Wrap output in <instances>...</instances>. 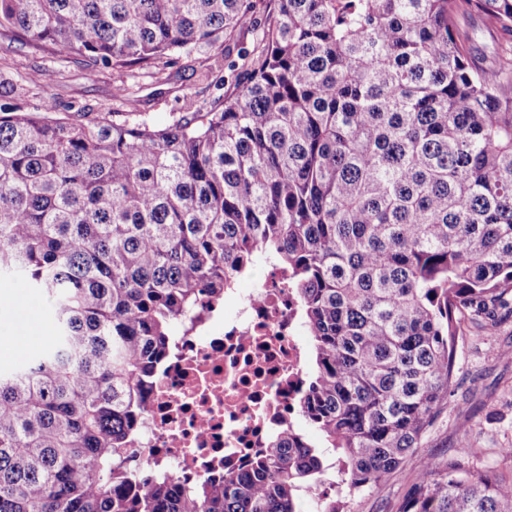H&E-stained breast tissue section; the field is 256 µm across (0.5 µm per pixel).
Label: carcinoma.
Returning <instances> with one entry per match:
<instances>
[{"instance_id": "1", "label": "carcinoma", "mask_w": 512, "mask_h": 512, "mask_svg": "<svg viewBox=\"0 0 512 512\" xmlns=\"http://www.w3.org/2000/svg\"><path fill=\"white\" fill-rule=\"evenodd\" d=\"M252 0H0V33L89 75L156 74L251 29ZM512 0H277L232 92L162 128L0 105V280L54 309L0 371V512H340L286 429L248 471L176 483L127 448L171 327L259 262L312 337L303 418L354 497L418 452L453 393L457 315L512 311V56L471 60L459 15ZM399 512H512L463 437Z\"/></svg>"}]
</instances>
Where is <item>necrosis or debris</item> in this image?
<instances>
[{
    "label": "necrosis or debris",
    "mask_w": 512,
    "mask_h": 512,
    "mask_svg": "<svg viewBox=\"0 0 512 512\" xmlns=\"http://www.w3.org/2000/svg\"><path fill=\"white\" fill-rule=\"evenodd\" d=\"M303 335L272 265L247 295L203 299L144 387L132 458L178 482L246 470L301 415Z\"/></svg>",
    "instance_id": "necrosis-or-debris-1"
}]
</instances>
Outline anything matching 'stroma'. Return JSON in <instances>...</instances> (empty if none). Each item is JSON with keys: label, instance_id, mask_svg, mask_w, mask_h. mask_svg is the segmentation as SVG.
<instances>
[{"label": "stroma", "instance_id": "35a3bbf8", "mask_svg": "<svg viewBox=\"0 0 512 512\" xmlns=\"http://www.w3.org/2000/svg\"><path fill=\"white\" fill-rule=\"evenodd\" d=\"M254 30L242 44H225L212 52L181 56L164 74L144 70L104 69L86 75L75 62L52 53L20 46L10 36L0 35V104L26 112H40L45 95H53L55 117H106L127 120V109L114 96L116 86L133 88L139 110L149 120L167 124L185 112L209 111L225 92L229 66L240 65L241 48L251 47L256 30L262 29L277 0H253ZM471 40V56L482 67L495 65L512 36L491 31L479 17L461 21ZM51 73L50 91L34 81L36 71ZM0 299V369L8 371L47 347L53 309L41 293L22 279L7 285ZM456 347L454 394L428 429L423 446L410 456L402 471L380 488L348 498L346 512H398L414 478L431 460L451 454L459 445L460 429L473 425L470 445L483 462L498 472H512V465L497 456L500 448H512V314L502 313L493 332L481 330L469 320L460 323Z\"/></svg>", "mask_w": 512, "mask_h": 512}]
</instances>
